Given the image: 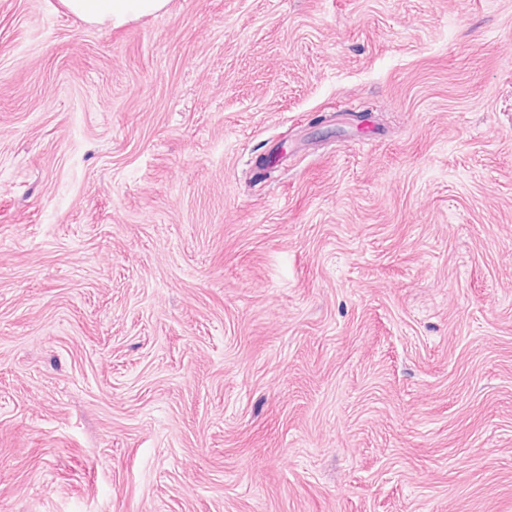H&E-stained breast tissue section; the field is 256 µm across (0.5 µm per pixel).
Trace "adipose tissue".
I'll return each mask as SVG.
<instances>
[{
	"label": "adipose tissue",
	"instance_id": "ef3b65f1",
	"mask_svg": "<svg viewBox=\"0 0 512 512\" xmlns=\"http://www.w3.org/2000/svg\"><path fill=\"white\" fill-rule=\"evenodd\" d=\"M66 10L92 26L117 28L163 11L168 0H61Z\"/></svg>",
	"mask_w": 512,
	"mask_h": 512
}]
</instances>
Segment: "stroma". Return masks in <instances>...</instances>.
<instances>
[{"instance_id": "stroma-1", "label": "stroma", "mask_w": 512, "mask_h": 512, "mask_svg": "<svg viewBox=\"0 0 512 512\" xmlns=\"http://www.w3.org/2000/svg\"><path fill=\"white\" fill-rule=\"evenodd\" d=\"M0 512H512V0H0ZM66 10L92 26L117 28L163 11L168 0H61Z\"/></svg>"}]
</instances>
